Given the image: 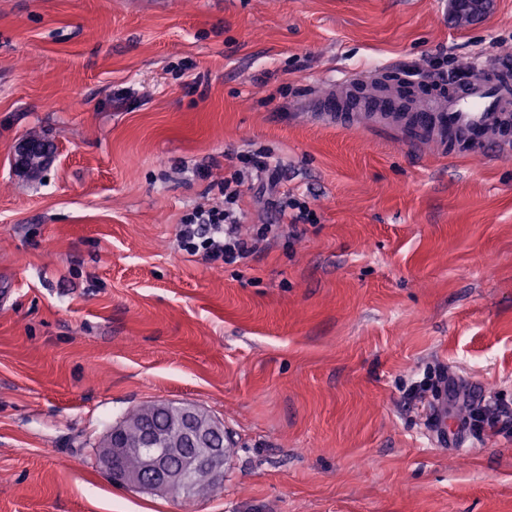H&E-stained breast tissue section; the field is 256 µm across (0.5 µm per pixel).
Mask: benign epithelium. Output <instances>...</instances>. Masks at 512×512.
<instances>
[{"mask_svg":"<svg viewBox=\"0 0 512 512\" xmlns=\"http://www.w3.org/2000/svg\"><path fill=\"white\" fill-rule=\"evenodd\" d=\"M489 8L490 0H448L450 13L461 23L482 18ZM49 155L48 142L28 139L17 148L14 164L34 172L44 167ZM152 407L168 416V427L158 430L145 421L135 426L123 420L100 441L97 462L112 483L175 494L218 480L224 473V449L218 447L221 425L192 405L160 402ZM124 457L135 458L137 466L120 465Z\"/></svg>","mask_w":512,"mask_h":512,"instance_id":"obj_1","label":"benign epithelium"}]
</instances>
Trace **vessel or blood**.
Listing matches in <instances>:
<instances>
[{"mask_svg": "<svg viewBox=\"0 0 512 512\" xmlns=\"http://www.w3.org/2000/svg\"><path fill=\"white\" fill-rule=\"evenodd\" d=\"M369 81L378 86L377 112L398 125L409 142L431 138L441 150L460 155L474 153L492 140L512 142L510 60L474 67L462 81L429 92L411 83L395 89L381 72L370 78L355 74L314 95L309 108L325 123L349 126L351 113L366 109L356 90ZM433 436L440 445H460L461 437L449 428L446 413L437 414Z\"/></svg>", "mask_w": 512, "mask_h": 512, "instance_id": "1", "label": "vessel or blood"}]
</instances>
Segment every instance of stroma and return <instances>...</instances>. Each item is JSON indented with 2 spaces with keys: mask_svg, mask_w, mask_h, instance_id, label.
I'll list each match as a JSON object with an SVG mask.
<instances>
[{
  "mask_svg": "<svg viewBox=\"0 0 512 512\" xmlns=\"http://www.w3.org/2000/svg\"><path fill=\"white\" fill-rule=\"evenodd\" d=\"M512 56V0H0V512H512V148L441 155L311 119L353 73ZM55 157L12 154L30 132ZM318 222L216 271L180 251L233 153ZM448 418L507 412L443 449ZM233 440L222 490L113 484L98 441L144 403ZM490 8V0H448L450 13L460 23H471L482 18ZM50 152L48 142L27 139L17 148L14 164L25 172L40 170L46 164ZM448 397L444 391L440 401L436 405L439 413L436 415L433 436L436 441L444 448L448 446L452 450H456L460 445V441L464 438L456 433V428H448L447 415L445 412L446 401Z\"/></svg>",
  "mask_w": 512,
  "mask_h": 512,
  "instance_id": "obj_1",
  "label": "stroma"
}]
</instances>
